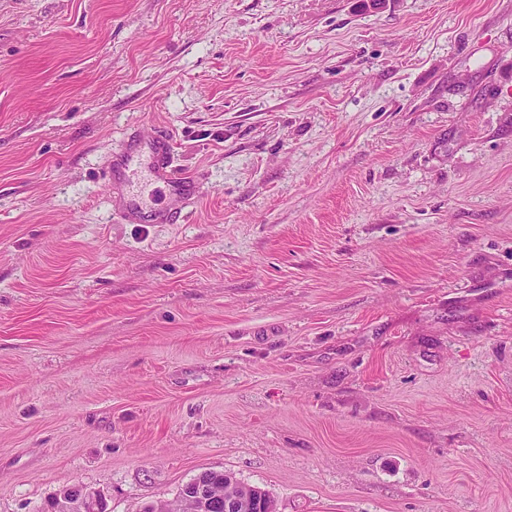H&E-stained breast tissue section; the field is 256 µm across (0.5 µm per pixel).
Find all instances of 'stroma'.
<instances>
[{
    "label": "stroma",
    "mask_w": 512,
    "mask_h": 512,
    "mask_svg": "<svg viewBox=\"0 0 512 512\" xmlns=\"http://www.w3.org/2000/svg\"><path fill=\"white\" fill-rule=\"evenodd\" d=\"M154 132L188 222L110 207ZM209 469L512 512V0H0V512ZM172 146L167 135L158 134L131 143L120 166H112L111 180L126 179L128 173L145 170L150 184L162 182L170 195L186 198L197 193L191 177H177L172 169Z\"/></svg>",
    "instance_id": "obj_1"
}]
</instances>
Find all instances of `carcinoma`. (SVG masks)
<instances>
[{
    "label": "carcinoma",
    "mask_w": 512,
    "mask_h": 512,
    "mask_svg": "<svg viewBox=\"0 0 512 512\" xmlns=\"http://www.w3.org/2000/svg\"><path fill=\"white\" fill-rule=\"evenodd\" d=\"M213 488L210 499L201 505L178 494L177 504L170 508L166 504L153 506L152 512H224V496L232 495L239 500L238 512H274V502L270 496L253 487L239 483L232 473L212 475Z\"/></svg>",
    "instance_id": "1"
}]
</instances>
